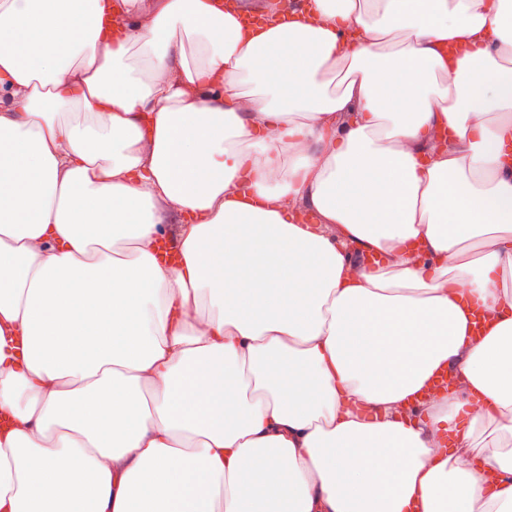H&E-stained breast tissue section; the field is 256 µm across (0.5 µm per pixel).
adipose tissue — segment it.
I'll return each instance as SVG.
<instances>
[{
	"label": "adipose tissue",
	"instance_id": "adipose-tissue-1",
	"mask_svg": "<svg viewBox=\"0 0 512 512\" xmlns=\"http://www.w3.org/2000/svg\"><path fill=\"white\" fill-rule=\"evenodd\" d=\"M259 9L0 0V512H512V0Z\"/></svg>",
	"mask_w": 512,
	"mask_h": 512
}]
</instances>
